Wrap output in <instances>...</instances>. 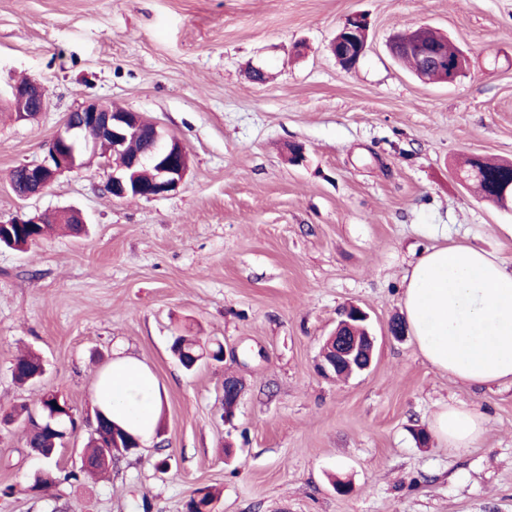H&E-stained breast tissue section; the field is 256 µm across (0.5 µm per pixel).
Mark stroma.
<instances>
[{"label":"stroma","instance_id":"35a3bbf8","mask_svg":"<svg viewBox=\"0 0 512 512\" xmlns=\"http://www.w3.org/2000/svg\"><path fill=\"white\" fill-rule=\"evenodd\" d=\"M353 13L368 18V48L347 70L330 43ZM421 26L464 52L455 82H422L390 54L393 33ZM256 64L267 81L250 78ZM22 79L46 94L29 121L9 109ZM90 101L184 146L176 191L112 199L103 159L89 157L39 196L13 192L11 170L42 162ZM470 157L512 162V0H0V223L71 206L89 219L80 236L0 248V414L45 390L67 399L78 428L56 460L68 468L117 351L165 394L138 456L39 499L19 488L41 461L19 425L0 428V488H18L0 512H185L206 487L213 512H512V385L456 384L388 331L430 246L512 262V211L466 191ZM350 303L370 316L374 362L327 379L315 361ZM178 334L230 356L186 371L170 351ZM23 350L45 362L33 386L12 379ZM228 373L245 384L229 423ZM451 401L487 419L464 455L415 438Z\"/></svg>","mask_w":512,"mask_h":512}]
</instances>
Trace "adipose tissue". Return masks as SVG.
I'll return each instance as SVG.
<instances>
[{
    "label": "adipose tissue",
    "mask_w": 512,
    "mask_h": 512,
    "mask_svg": "<svg viewBox=\"0 0 512 512\" xmlns=\"http://www.w3.org/2000/svg\"><path fill=\"white\" fill-rule=\"evenodd\" d=\"M407 326L426 362L460 384H512V266L469 245L435 246L421 255L403 280ZM99 411L151 443L162 398L150 368L119 355L94 384ZM432 430L452 452L467 453L485 433V418L466 404L437 411Z\"/></svg>",
    "instance_id": "ef3b65f1"
}]
</instances>
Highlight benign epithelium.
Returning <instances> with one entry per match:
<instances>
[{
	"instance_id": "obj_1",
	"label": "benign epithelium",
	"mask_w": 512,
	"mask_h": 512,
	"mask_svg": "<svg viewBox=\"0 0 512 512\" xmlns=\"http://www.w3.org/2000/svg\"><path fill=\"white\" fill-rule=\"evenodd\" d=\"M399 39L421 60L420 78L425 80L429 71L448 67V59L430 50L423 42L421 30L401 34ZM11 104L17 119H33L45 108L44 89L33 81L18 82L11 89ZM85 127L107 132L114 155L123 153L126 142L132 137L146 132L151 138V146L146 152L127 156L119 165L108 163L111 173L106 191L112 198H153L174 191L183 183L189 163L187 152L179 141L166 138L155 124L137 112L114 110L103 103L91 102L68 114L61 129L50 140L44 162L24 166L30 191L23 196L32 197L44 192L61 173L82 166V153L93 149V143L79 140V133ZM145 168L155 170V176L148 184L139 179L140 170ZM375 343L368 313L356 304H349L340 312L336 329L323 345L317 371L328 379L338 376L340 369L348 376L363 374L373 364ZM243 393L244 385L238 377H224V397L232 399L236 405Z\"/></svg>"
}]
</instances>
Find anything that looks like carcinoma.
<instances>
[{"instance_id": "1", "label": "carcinoma", "mask_w": 512, "mask_h": 512, "mask_svg": "<svg viewBox=\"0 0 512 512\" xmlns=\"http://www.w3.org/2000/svg\"><path fill=\"white\" fill-rule=\"evenodd\" d=\"M422 36L427 45L443 53L448 57V63L454 68L465 70L468 60L464 54L454 47L443 35L431 29L422 30ZM464 184L475 186L481 195L496 202L500 199L504 187L512 191V163L490 162L481 159L467 161V169L462 171ZM57 218L49 217L44 224H12L5 229L8 235L5 245L8 247L22 248L46 238L53 229ZM208 344L192 336L177 335L172 337L171 353L185 364H191L201 358ZM44 374V366L41 358L35 353H28L16 358L12 376L20 385L33 384L39 381ZM50 394L41 396L38 406L34 409L21 403L13 407L10 416H14L24 422L25 442L30 452L40 456L49 448L61 447L65 440L76 431L77 421L68 418L67 415L52 417V412L63 411L62 405L66 401L56 403L49 400ZM118 430V437H113V430ZM120 440L121 447L114 448L120 455L129 454L127 439L129 435L123 428L109 420L105 415H96V426L91 433L88 447L90 452L84 456V463L76 469L61 471L52 465H47L45 470L34 475L33 480L23 488V492L33 498H39L49 488L62 482L77 481L82 475L104 472L112 467L113 457L105 456L103 448L109 447ZM215 495L209 489H199L185 504V512H210Z\"/></svg>"}]
</instances>
